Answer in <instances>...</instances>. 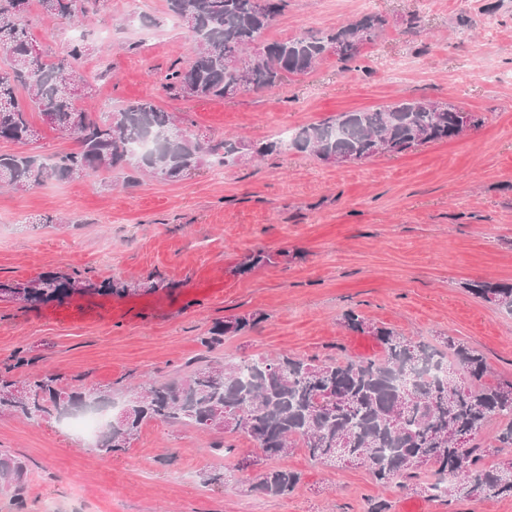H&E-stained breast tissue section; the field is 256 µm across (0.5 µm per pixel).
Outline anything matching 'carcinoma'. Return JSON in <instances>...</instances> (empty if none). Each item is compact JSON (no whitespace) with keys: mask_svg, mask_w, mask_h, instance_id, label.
Instances as JSON below:
<instances>
[{"mask_svg":"<svg viewBox=\"0 0 512 512\" xmlns=\"http://www.w3.org/2000/svg\"><path fill=\"white\" fill-rule=\"evenodd\" d=\"M43 11L71 20L94 10L97 0H39ZM168 10L187 22L193 55L168 69L162 89L171 99L231 100L258 89L274 90L295 75H307L328 56L347 64L383 32L387 20L365 15L328 33H301L287 40L264 38L287 0H167ZM29 0H0V141L22 144L36 135L31 112L62 140L77 148L40 160L24 152L0 153V184L25 190L48 178L75 180L91 172L148 171L177 181L212 156L226 167L241 154L264 157L296 150L328 163L362 162L397 155L421 145L447 142L479 125L471 112L450 102L401 99L370 111L341 112L298 128L280 142L214 141L189 134L157 141L150 153L137 143L174 125L173 116L151 101H136L97 118L78 106L86 87L79 64L89 51L73 46L64 56L38 47L25 14ZM94 289L117 297L133 291L120 279L95 285L62 271L27 281H0V298L26 304L63 300ZM470 293L512 312V284H468ZM256 315L235 316L201 344L213 350L224 337L254 328ZM341 324L378 341L377 359L346 356H262L250 361L199 358L184 378L150 384L125 400L126 415L107 424L98 448L114 454L127 448L146 421L208 430L212 408L237 419L232 433L257 442L267 463L248 491L285 498L299 489L301 473L273 461L296 447L311 461L362 467L383 487L396 486L452 506L482 497H512V380L496 384L483 355L450 338L438 347L379 326L353 309ZM24 383L26 394L15 386ZM0 378V412L29 421L61 420L94 404L112 405V388L82 384L59 403L56 378L32 374L22 381ZM27 467L0 455V489L15 490Z\"/></svg>","mask_w":512,"mask_h":512,"instance_id":"1","label":"carcinoma"}]
</instances>
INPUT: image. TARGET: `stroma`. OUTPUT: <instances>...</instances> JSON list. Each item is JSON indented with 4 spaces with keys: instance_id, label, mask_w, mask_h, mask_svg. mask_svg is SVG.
<instances>
[{
    "instance_id": "stroma-1",
    "label": "stroma",
    "mask_w": 512,
    "mask_h": 512,
    "mask_svg": "<svg viewBox=\"0 0 512 512\" xmlns=\"http://www.w3.org/2000/svg\"><path fill=\"white\" fill-rule=\"evenodd\" d=\"M366 14L388 26L348 67L330 57L275 90L184 101L161 88L194 46L167 0H99L71 22L32 0L37 44L66 54L75 27L90 43L80 103L91 112L149 100L192 135L247 143L404 98L451 102L483 122L458 139L363 162L291 152L208 162L176 182L142 175L127 185L120 174L93 172L26 191L0 186L1 281L64 271L137 288L37 306L0 301V370L55 374L65 393L83 377L111 386L120 402L182 376L204 356L202 336L245 314L261 320L226 339L219 356H379L374 337L342 327L353 309L415 339L452 337L479 350L493 378H511L512 314L467 285L512 283V85L481 76L489 66L512 71V0H288L265 36L329 30ZM259 250L273 262L241 272ZM156 273L167 289L140 291ZM219 440L231 445L228 456L212 455ZM0 451L28 467L25 512H41L46 500L61 512H364L378 497L391 512H512L511 498L496 497L451 509L383 488L363 469L314 463L301 448L286 460L301 472L300 488L260 497L247 490L246 464L264 461L251 438L156 421L144 422L127 450L104 456L84 450L67 423L1 413ZM214 468L225 469L223 486L204 484Z\"/></svg>"
}]
</instances>
